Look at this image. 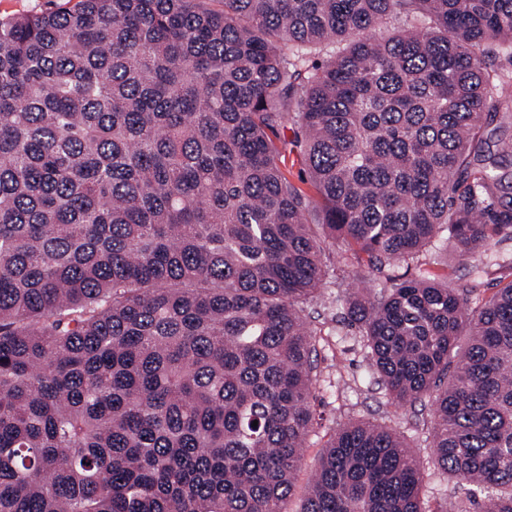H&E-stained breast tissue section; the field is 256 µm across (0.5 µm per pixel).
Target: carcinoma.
Masks as SVG:
<instances>
[{
	"instance_id": "obj_1",
	"label": "carcinoma",
	"mask_w": 512,
	"mask_h": 512,
	"mask_svg": "<svg viewBox=\"0 0 512 512\" xmlns=\"http://www.w3.org/2000/svg\"><path fill=\"white\" fill-rule=\"evenodd\" d=\"M215 2L0 19V512H283L336 242L373 380L512 512V263L475 307L380 280L512 237V0ZM422 482L352 421L300 512H427Z\"/></svg>"
}]
</instances>
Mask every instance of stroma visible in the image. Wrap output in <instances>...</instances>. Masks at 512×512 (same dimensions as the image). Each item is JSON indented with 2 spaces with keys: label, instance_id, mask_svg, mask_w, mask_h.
I'll return each mask as SVG.
<instances>
[{
  "label": "stroma",
  "instance_id": "35a3bbf8",
  "mask_svg": "<svg viewBox=\"0 0 512 512\" xmlns=\"http://www.w3.org/2000/svg\"><path fill=\"white\" fill-rule=\"evenodd\" d=\"M503 261H512L510 239L497 244L492 255L479 254L464 262H445L443 256L427 249L420 254L417 265L398 263L388 273L396 278L427 273L453 283L472 284L476 287L473 298L478 301L499 288L496 265ZM324 262L328 271L326 283L310 307L315 314L313 324L322 335L317 346L320 377L312 402L315 422L294 477L293 493L283 506L284 512H300L330 435L351 419L382 423L403 436L424 473L422 497L427 512H452L458 502L472 495L467 487L456 485L432 462L429 411L391 405L384 390L369 378V356L363 337L343 319L341 299L347 289L359 284L346 245L339 242L330 247Z\"/></svg>",
  "mask_w": 512,
  "mask_h": 512
}]
</instances>
